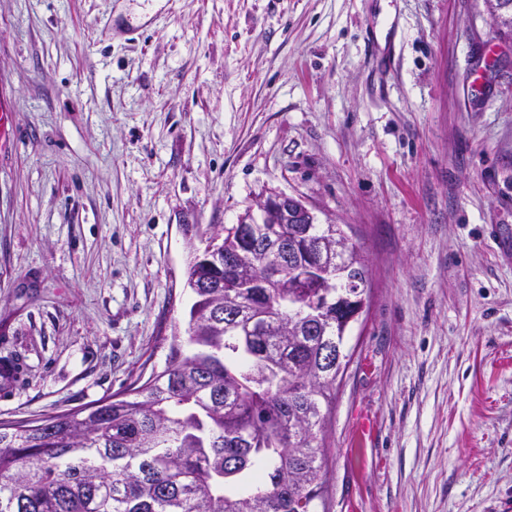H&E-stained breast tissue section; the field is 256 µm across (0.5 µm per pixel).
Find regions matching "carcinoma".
<instances>
[{"label":"carcinoma","instance_id":"carcinoma-1","mask_svg":"<svg viewBox=\"0 0 512 512\" xmlns=\"http://www.w3.org/2000/svg\"><path fill=\"white\" fill-rule=\"evenodd\" d=\"M234 227L207 238L188 269L195 295L182 352L121 397L35 422H0V512H318L326 473L318 432L348 355L346 298L368 295L357 249L341 288H246L259 259L224 270ZM299 331L289 318L312 298ZM226 301L238 323L224 321Z\"/></svg>","mask_w":512,"mask_h":512}]
</instances>
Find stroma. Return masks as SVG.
Segmentation results:
<instances>
[{
	"label": "stroma",
	"mask_w": 512,
	"mask_h": 512,
	"mask_svg": "<svg viewBox=\"0 0 512 512\" xmlns=\"http://www.w3.org/2000/svg\"><path fill=\"white\" fill-rule=\"evenodd\" d=\"M269 193L368 269L327 512H512V40L484 0H0V421L164 370L194 252Z\"/></svg>",
	"instance_id": "1"
}]
</instances>
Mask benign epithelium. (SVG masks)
<instances>
[{
	"instance_id": "1",
	"label": "benign epithelium",
	"mask_w": 512,
	"mask_h": 512,
	"mask_svg": "<svg viewBox=\"0 0 512 512\" xmlns=\"http://www.w3.org/2000/svg\"><path fill=\"white\" fill-rule=\"evenodd\" d=\"M263 224H286L293 221L298 224L297 233L291 237L271 233L259 235L253 224L256 219L253 211L240 216L239 238L251 251L264 256L263 274L249 283L251 288H268L270 283L290 274L301 282H306L309 265L301 258V254L310 248L311 238L307 224L313 222L309 208L300 200L284 194L262 197L257 202Z\"/></svg>"
}]
</instances>
